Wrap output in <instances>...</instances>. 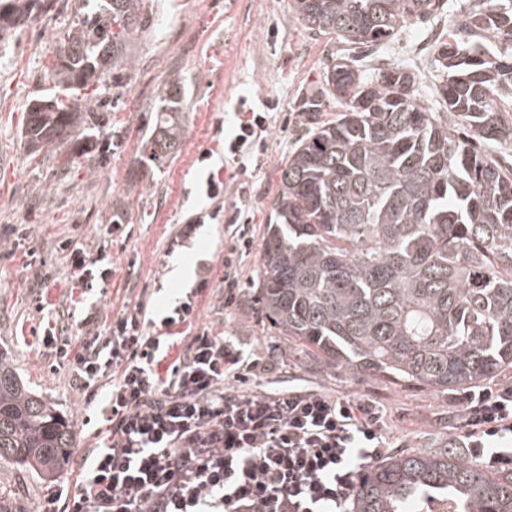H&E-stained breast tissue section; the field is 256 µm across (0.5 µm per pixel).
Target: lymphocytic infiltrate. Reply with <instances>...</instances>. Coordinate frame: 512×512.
<instances>
[{"instance_id": "f902f5d3", "label": "lymphocytic infiltrate", "mask_w": 512, "mask_h": 512, "mask_svg": "<svg viewBox=\"0 0 512 512\" xmlns=\"http://www.w3.org/2000/svg\"><path fill=\"white\" fill-rule=\"evenodd\" d=\"M266 121L252 113L225 140L234 172L246 173L262 152ZM224 231L230 295L252 245L244 209L225 211ZM196 317L190 292L164 315L138 301L104 332L82 320L75 350L46 337L72 366L86 405L100 408L99 444L84 456L76 490L58 487L35 512H345L360 465L388 446L381 413L318 391L243 388L259 360L206 328L170 357L171 328ZM103 387L110 394L100 406ZM461 402L472 457L511 461L512 385L478 386Z\"/></svg>"}]
</instances>
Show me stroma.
Listing matches in <instances>:
<instances>
[{
    "instance_id": "stroma-1",
    "label": "stroma",
    "mask_w": 512,
    "mask_h": 512,
    "mask_svg": "<svg viewBox=\"0 0 512 512\" xmlns=\"http://www.w3.org/2000/svg\"><path fill=\"white\" fill-rule=\"evenodd\" d=\"M466 0H445L443 15L407 24L378 56L432 70L431 49ZM292 0H144L138 28L127 40L112 84L87 103L85 120L67 143L32 152L22 134L36 98L54 96L57 34L82 0H54L40 27H20L0 41V351L20 380L73 427L75 446L55 477L0 464V512H32L64 482H75L94 445L87 409L71 369L57 366L43 344L55 334L77 339L76 302L96 304L101 317L133 307L141 293L157 308L174 306L190 289L200 264L213 266L197 290V318L171 356L203 327L237 337L260 358L263 390H317L368 400L384 415L392 450L463 444L458 392L396 387L354 378L316 364L262 319L255 292L270 204L281 170L306 133L302 100L319 90V74L343 43L308 31ZM179 109L180 136L166 157L152 156L164 115L162 100ZM268 115L259 167L241 180L251 197L253 245L241 286L225 305L224 219L204 194L208 176L225 179L224 136L241 112ZM202 215L192 238L169 248L175 225ZM71 242L90 255L106 253L112 275L103 297L84 294L71 273Z\"/></svg>"
}]
</instances>
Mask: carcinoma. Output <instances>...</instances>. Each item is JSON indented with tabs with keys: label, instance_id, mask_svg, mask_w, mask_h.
Here are the masks:
<instances>
[{
	"label": "carcinoma",
	"instance_id": "1",
	"mask_svg": "<svg viewBox=\"0 0 512 512\" xmlns=\"http://www.w3.org/2000/svg\"><path fill=\"white\" fill-rule=\"evenodd\" d=\"M143 0H86L57 41L61 91L28 108L36 149L70 140L71 90L100 95ZM52 0H0V40ZM443 0H294L303 26L347 49L306 98L310 130L282 169L257 273L261 314L322 366L432 391L462 390L512 369V167L484 145H512V0L471 6L434 48L432 95L417 67H364L409 20ZM336 101V118H321ZM33 101V104L40 103ZM171 111L154 138L179 137ZM74 431L28 391L0 352V462L52 477ZM512 512V469L490 470L444 447L391 454L364 470L351 512Z\"/></svg>",
	"mask_w": 512,
	"mask_h": 512
}]
</instances>
